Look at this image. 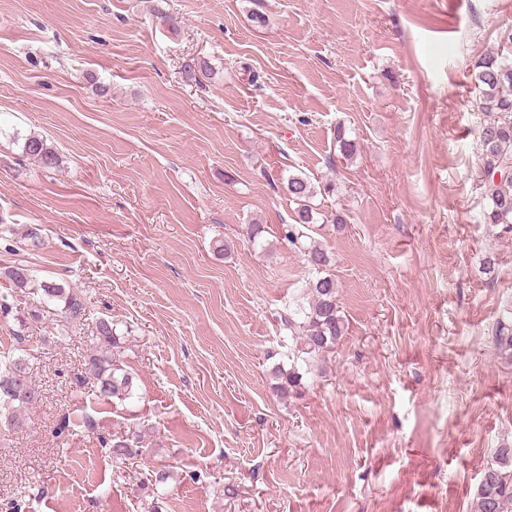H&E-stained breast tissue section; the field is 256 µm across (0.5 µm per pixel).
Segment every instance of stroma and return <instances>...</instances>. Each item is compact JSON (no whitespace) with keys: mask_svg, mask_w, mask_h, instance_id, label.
<instances>
[{"mask_svg":"<svg viewBox=\"0 0 512 512\" xmlns=\"http://www.w3.org/2000/svg\"><path fill=\"white\" fill-rule=\"evenodd\" d=\"M510 28L512 0H0V269L91 312L60 336V303L0 278V356L27 336L40 392L22 432L0 430V512H473L512 448V365L491 342L512 234L483 220L471 73L512 54ZM31 133L59 167L23 155ZM298 171L345 219L319 235L347 329L284 400L278 317L308 299L281 239ZM99 317L132 400L76 381ZM139 428L138 456L99 444ZM157 467L168 482L144 483ZM39 288L47 302L57 299L64 303L61 314L66 324H77L87 319V306L75 292L68 289L66 293L62 285L49 281H41Z\"/></svg>","mask_w":512,"mask_h":512,"instance_id":"stroma-1","label":"stroma"}]
</instances>
